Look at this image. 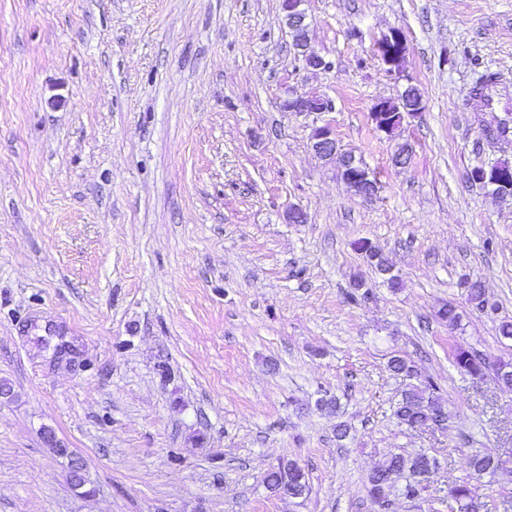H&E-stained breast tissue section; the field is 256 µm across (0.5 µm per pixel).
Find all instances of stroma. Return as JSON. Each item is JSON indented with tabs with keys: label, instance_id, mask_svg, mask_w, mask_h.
I'll return each instance as SVG.
<instances>
[{
	"label": "stroma",
	"instance_id": "stroma-1",
	"mask_svg": "<svg viewBox=\"0 0 512 512\" xmlns=\"http://www.w3.org/2000/svg\"><path fill=\"white\" fill-rule=\"evenodd\" d=\"M304 8L327 69H303L281 0H0V512H380L370 473L420 451L435 465L392 512H457L473 480L481 512H512V394L453 364L512 363V200L468 178L512 160L472 95L488 70L512 99V0ZM394 28L424 109L390 138L371 112L403 88L376 51ZM312 94L334 111H285ZM325 124L376 197L312 150ZM395 356L445 427L397 422ZM479 453L502 469L475 478ZM288 459L304 497L264 484ZM487 359L479 353L470 350L462 345L457 346L453 355L454 366L461 373L468 374L469 376L483 375L485 370L489 367Z\"/></svg>",
	"mask_w": 512,
	"mask_h": 512
}]
</instances>
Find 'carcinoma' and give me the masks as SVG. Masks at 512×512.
I'll use <instances>...</instances> for the list:
<instances>
[{
	"label": "carcinoma",
	"mask_w": 512,
	"mask_h": 512,
	"mask_svg": "<svg viewBox=\"0 0 512 512\" xmlns=\"http://www.w3.org/2000/svg\"><path fill=\"white\" fill-rule=\"evenodd\" d=\"M355 249L363 253L378 272L383 274L390 271L383 254L371 243L359 241L355 243ZM464 287L467 288L469 301L476 308L482 309L487 305L486 291L481 281H466ZM453 362L457 370L472 377L484 375L486 368L489 367L485 357L462 345L455 348ZM495 373L500 388L512 392V364L499 363ZM434 390L433 384L420 383L402 391L394 411L397 421L409 428H421L431 425L440 417L448 420V412L434 395ZM470 465L476 474L493 473L498 469L496 459L490 455H476L471 459ZM433 466L435 461L424 454H393L369 475L368 497L381 508L391 506V495L396 488V480L405 474L407 479L402 487V494L414 499L418 497L424 477ZM264 483L271 491L290 498L299 497L307 490L304 470L291 460L268 470ZM451 492L460 503V512H469V505L476 497V488L468 482H463L452 487Z\"/></svg>",
	"instance_id": "carcinoma-1"
}]
</instances>
